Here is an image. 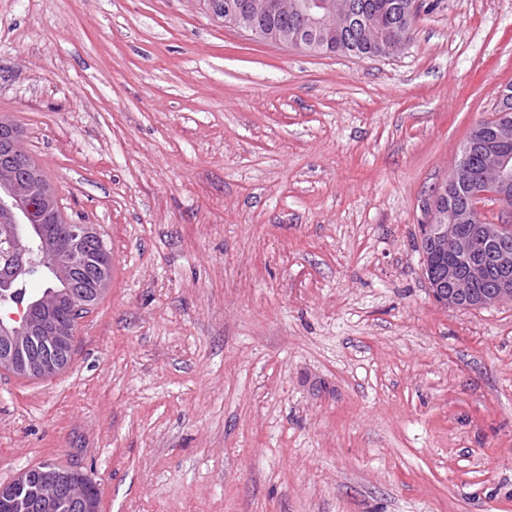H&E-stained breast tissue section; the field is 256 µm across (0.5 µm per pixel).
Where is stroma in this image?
Instances as JSON below:
<instances>
[{
    "label": "stroma",
    "instance_id": "1",
    "mask_svg": "<svg viewBox=\"0 0 512 512\" xmlns=\"http://www.w3.org/2000/svg\"><path fill=\"white\" fill-rule=\"evenodd\" d=\"M401 53L260 41L202 0H0V118L112 279L70 365L0 370V485L100 512H512V303L459 311L425 205L512 84V0ZM38 487L30 485V470L20 473L11 484L0 486L2 512H99L97 500L86 494L92 482L77 471L46 467ZM94 494L98 490L91 484ZM0 511V512H1Z\"/></svg>",
    "mask_w": 512,
    "mask_h": 512
}]
</instances>
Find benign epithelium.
I'll use <instances>...</instances> for the list:
<instances>
[{"mask_svg":"<svg viewBox=\"0 0 512 512\" xmlns=\"http://www.w3.org/2000/svg\"><path fill=\"white\" fill-rule=\"evenodd\" d=\"M300 20L293 32L260 28L254 18L260 14L288 12ZM334 6L331 0H251L241 6L232 0H208L207 12L224 21V26L248 33L263 41L320 49L325 39L336 34L331 24ZM408 40L401 32L374 44L377 56H391L404 50ZM0 211L11 222V271L27 268L34 252L57 258L47 266V274L61 283L49 294L32 297L20 314L0 318V370L24 377H49L61 364V356L69 350L75 331L62 322L58 310L71 306L86 307L88 296L81 290L84 274L95 271L94 293H102L109 285L104 266L92 260L86 247L98 246L104 251L101 237L91 224H71L62 233L50 231L43 224H32L26 198L38 176L27 162L16 128L0 131ZM474 141L467 135L461 158L449 179L427 204L428 230L422 238L420 253L424 272L437 266L428 278L434 299L444 308L480 309L504 301L512 302V225L478 220V203L493 197L504 206L512 205V153L496 147L484 153V171L480 189L474 191L473 204L464 207L446 205L458 186L471 183L469 156ZM30 472L20 473L12 483L0 486V512H99L97 500L86 494L91 480L72 470L46 467L42 481L33 487Z\"/></svg>","mask_w":512,"mask_h":512,"instance_id":"obj_1","label":"benign epithelium"}]
</instances>
